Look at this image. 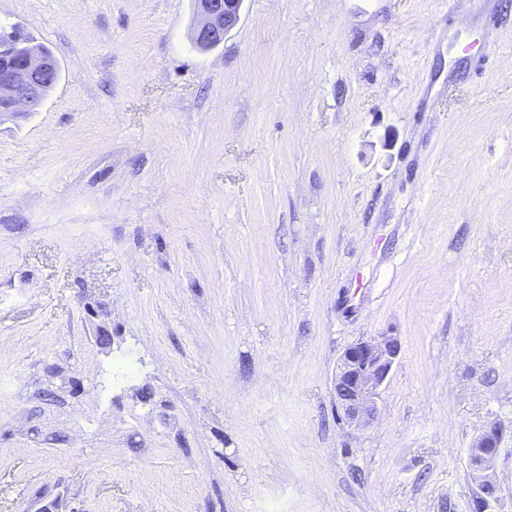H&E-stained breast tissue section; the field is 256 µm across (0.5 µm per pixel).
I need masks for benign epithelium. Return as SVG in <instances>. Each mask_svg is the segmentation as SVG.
Masks as SVG:
<instances>
[{"label":"benign epithelium","mask_w":512,"mask_h":512,"mask_svg":"<svg viewBox=\"0 0 512 512\" xmlns=\"http://www.w3.org/2000/svg\"><path fill=\"white\" fill-rule=\"evenodd\" d=\"M196 22L192 38L198 45L215 48L239 22L244 0H194ZM58 79L57 62L44 56L28 36L13 28L0 35V112H34L43 103L46 90ZM400 354L393 336L360 340L347 347L336 365L334 390L336 408L345 420L365 427L377 413L379 389L385 383ZM503 430L493 424L479 437L480 448L500 446ZM495 454L483 455L476 466L478 497L482 512L490 509L495 487L486 474Z\"/></svg>","instance_id":"1"}]
</instances>
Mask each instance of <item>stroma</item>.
<instances>
[{"label": "stroma", "instance_id": "1", "mask_svg": "<svg viewBox=\"0 0 512 512\" xmlns=\"http://www.w3.org/2000/svg\"><path fill=\"white\" fill-rule=\"evenodd\" d=\"M0 0V512H512V0ZM112 334L110 349L96 341ZM401 352L379 415L342 352ZM196 22L192 38L197 45L215 48L239 22L244 0H194ZM55 59L45 57L16 28L0 35V114L35 112L58 79ZM399 354L400 344L393 336L362 339L343 351L336 365L334 390L336 408L349 424L365 427L374 420L379 389ZM503 430L500 426L495 424L489 426L477 441V448H483V451L489 454H484L483 459L476 466L478 473V487L480 495L478 497L479 504L482 512L490 511L491 503L496 500V494L489 495V492L495 487V484L491 480L490 476L486 474L489 468V463L495 458L497 452L490 453L491 451H498L500 446Z\"/></svg>", "mask_w": 512, "mask_h": 512}]
</instances>
